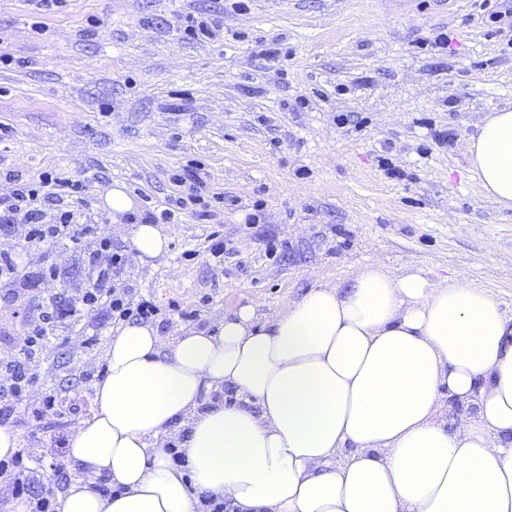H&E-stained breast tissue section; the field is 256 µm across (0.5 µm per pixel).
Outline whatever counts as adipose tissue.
Instances as JSON below:
<instances>
[{
    "mask_svg": "<svg viewBox=\"0 0 512 512\" xmlns=\"http://www.w3.org/2000/svg\"><path fill=\"white\" fill-rule=\"evenodd\" d=\"M467 151L484 195L512 208V110ZM128 237L138 263L169 251L161 225ZM106 361L58 512H196L203 493L233 512H512V316L467 277L370 263L264 321L247 304L172 338L126 322ZM227 388L243 403L211 402ZM448 398L476 410L448 421Z\"/></svg>",
    "mask_w": 512,
    "mask_h": 512,
    "instance_id": "ef3b65f1",
    "label": "adipose tissue"
}]
</instances>
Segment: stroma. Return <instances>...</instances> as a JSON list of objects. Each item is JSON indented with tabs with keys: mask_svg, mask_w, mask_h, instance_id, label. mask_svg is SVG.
Returning <instances> with one entry per match:
<instances>
[{
	"mask_svg": "<svg viewBox=\"0 0 512 512\" xmlns=\"http://www.w3.org/2000/svg\"><path fill=\"white\" fill-rule=\"evenodd\" d=\"M189 14L217 15L223 38L186 37ZM0 54V197L17 179L98 174L91 210L126 255L100 185L123 183L141 223L196 168L208 208L166 222L165 258L129 265L161 311L196 310L203 328L253 302L264 318L380 262L467 276L512 315V208L483 195L467 155L512 107V0H66L42 16L0 0ZM18 254L53 264L63 296L86 274L52 245ZM93 354L104 345L79 335L52 346L28 401L49 391L55 410L37 426L13 415L21 447L56 451L91 418Z\"/></svg>",
	"mask_w": 512,
	"mask_h": 512,
	"instance_id": "obj_1",
	"label": "stroma"
}]
</instances>
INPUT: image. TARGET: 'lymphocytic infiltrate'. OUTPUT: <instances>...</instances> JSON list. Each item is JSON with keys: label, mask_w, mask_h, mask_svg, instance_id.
<instances>
[{"label": "lymphocytic infiltrate", "mask_w": 512, "mask_h": 512, "mask_svg": "<svg viewBox=\"0 0 512 512\" xmlns=\"http://www.w3.org/2000/svg\"><path fill=\"white\" fill-rule=\"evenodd\" d=\"M88 187L86 179L49 177L39 184H16L9 197L0 198V235L23 239L26 244H54L70 248L89 271L77 288L72 303H61L44 296L41 284L55 271L44 262L19 263L14 248L0 249V288L20 302L26 313L25 328L14 343L0 350V419L9 420L18 404L27 398L41 380V364L47 336L74 328L76 309L105 311L110 322L135 319L158 321V307L136 299L135 289L116 287L127 268L125 257L114 253L99 222L83 208L81 201ZM29 449H20L11 460H0L9 499L24 500L29 512H55L49 493L39 484L46 471L60 473L63 465L52 461L48 470L26 466Z\"/></svg>", "instance_id": "1"}]
</instances>
